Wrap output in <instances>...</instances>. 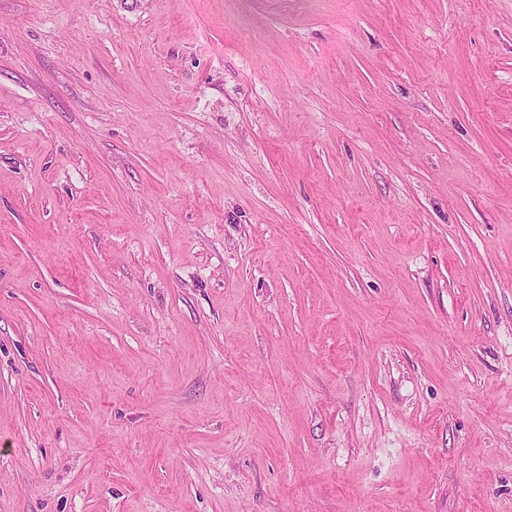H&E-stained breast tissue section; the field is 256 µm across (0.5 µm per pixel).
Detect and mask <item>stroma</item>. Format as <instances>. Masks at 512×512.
Masks as SVG:
<instances>
[{"label":"stroma","instance_id":"obj_1","mask_svg":"<svg viewBox=\"0 0 512 512\" xmlns=\"http://www.w3.org/2000/svg\"><path fill=\"white\" fill-rule=\"evenodd\" d=\"M0 512H512V0H0Z\"/></svg>","mask_w":512,"mask_h":512}]
</instances>
